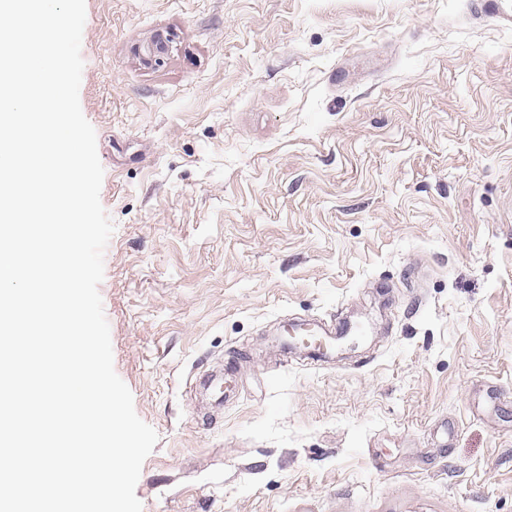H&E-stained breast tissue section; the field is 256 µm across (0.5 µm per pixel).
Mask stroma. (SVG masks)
Listing matches in <instances>:
<instances>
[{
    "label": "stroma",
    "instance_id": "35a3bbf8",
    "mask_svg": "<svg viewBox=\"0 0 512 512\" xmlns=\"http://www.w3.org/2000/svg\"><path fill=\"white\" fill-rule=\"evenodd\" d=\"M469 14L86 0L99 293L158 434L142 512H512V30ZM336 316L369 335L278 350ZM229 365L224 403L193 389Z\"/></svg>",
    "mask_w": 512,
    "mask_h": 512
}]
</instances>
